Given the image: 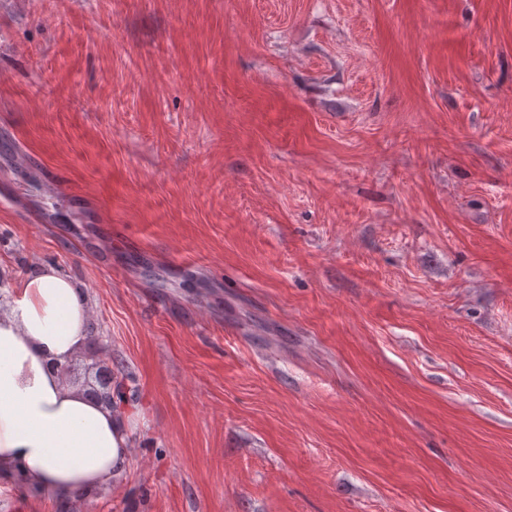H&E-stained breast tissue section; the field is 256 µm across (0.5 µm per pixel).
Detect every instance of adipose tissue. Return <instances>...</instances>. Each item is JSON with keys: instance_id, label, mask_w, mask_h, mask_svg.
Segmentation results:
<instances>
[{"instance_id": "ef3b65f1", "label": "adipose tissue", "mask_w": 512, "mask_h": 512, "mask_svg": "<svg viewBox=\"0 0 512 512\" xmlns=\"http://www.w3.org/2000/svg\"><path fill=\"white\" fill-rule=\"evenodd\" d=\"M90 308L55 267L7 289L0 312V480L61 500L108 485L127 466L123 411L96 403L46 368L87 343Z\"/></svg>"}]
</instances>
